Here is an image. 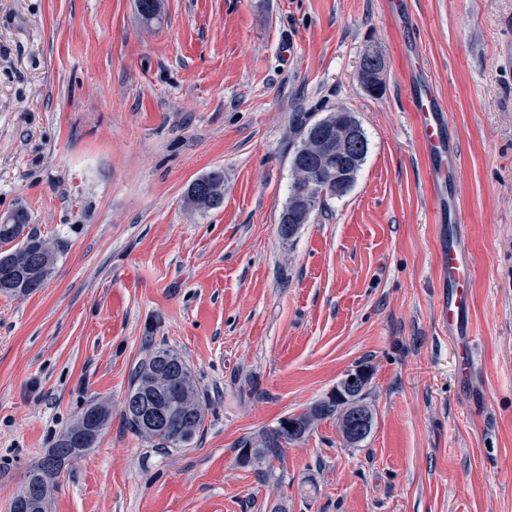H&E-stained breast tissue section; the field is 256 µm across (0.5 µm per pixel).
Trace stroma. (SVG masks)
<instances>
[{"label":"stroma","instance_id":"1","mask_svg":"<svg viewBox=\"0 0 512 512\" xmlns=\"http://www.w3.org/2000/svg\"><path fill=\"white\" fill-rule=\"evenodd\" d=\"M0 0V217L27 208L57 261L0 293V512L85 404L94 448L50 512H512V0ZM380 91L358 76L366 48ZM427 84L462 152L477 369L440 314L447 227L409 108ZM343 109L369 151L293 237L279 218L299 123ZM224 203L186 192L214 170ZM178 351L207 404L191 445L152 447L123 401ZM368 375L374 423L337 418L259 480L236 442Z\"/></svg>","mask_w":512,"mask_h":512}]
</instances>
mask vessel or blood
Returning <instances> with one entry per match:
<instances>
[{
	"label": "vessel or blood",
	"mask_w": 512,
	"mask_h": 512,
	"mask_svg": "<svg viewBox=\"0 0 512 512\" xmlns=\"http://www.w3.org/2000/svg\"><path fill=\"white\" fill-rule=\"evenodd\" d=\"M412 105L416 112L417 130L427 151L437 160L435 176L438 180H447L458 164V154L449 150L442 135L439 108L430 92L425 90L413 97ZM439 268L442 279L448 283V302L443 321L448 326L449 335L455 338V354L463 370L468 372L476 365L475 338L468 328L474 264L452 239L441 252Z\"/></svg>",
	"instance_id": "1"
}]
</instances>
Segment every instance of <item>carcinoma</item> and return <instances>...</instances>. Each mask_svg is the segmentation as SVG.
Here are the masks:
<instances>
[{
    "label": "carcinoma",
    "mask_w": 512,
    "mask_h": 512,
    "mask_svg": "<svg viewBox=\"0 0 512 512\" xmlns=\"http://www.w3.org/2000/svg\"><path fill=\"white\" fill-rule=\"evenodd\" d=\"M160 0H137L142 19L150 22L161 14ZM355 120L350 112H330L325 117L303 126L299 142L294 146L293 157L304 161L305 140L317 132L338 123ZM224 184V173L214 170L194 180L188 187L187 200L196 208L210 210L223 203V197L214 189ZM306 194V187L292 179L288 200L282 213L291 216L295 228L307 220L301 219L296 202ZM29 227L27 211L17 207L0 220V292L29 295L44 287L55 263L56 255L49 242ZM151 405L162 410L163 419L156 428L141 424L135 406ZM207 405L201 396L196 374L181 356L160 348L154 351L136 371L134 383L124 402L123 417L129 428L143 440L157 448H177L190 444L200 433ZM341 402L333 396L317 402L309 411L295 417L298 427L290 432L285 426L288 417L281 418L273 428L262 431L257 437H244L237 448H250L249 457L237 455L243 465L259 467V476L266 475L262 466H272L281 459L284 445L310 431L317 420L332 416L342 417ZM111 416L110 409L98 402L87 404L69 429L61 435L54 447L27 473L24 487L15 496L12 512H48L57 479L65 466L79 460L93 448Z\"/></svg>",
    "instance_id": "1"
}]
</instances>
